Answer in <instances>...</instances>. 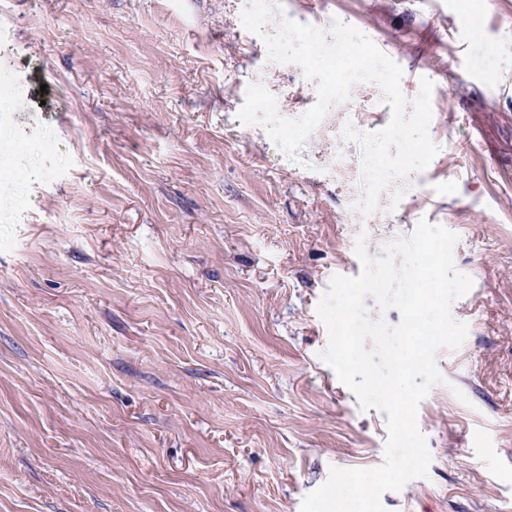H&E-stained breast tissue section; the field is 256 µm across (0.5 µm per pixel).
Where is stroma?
I'll use <instances>...</instances> for the list:
<instances>
[{"instance_id": "35a3bbf8", "label": "stroma", "mask_w": 512, "mask_h": 512, "mask_svg": "<svg viewBox=\"0 0 512 512\" xmlns=\"http://www.w3.org/2000/svg\"><path fill=\"white\" fill-rule=\"evenodd\" d=\"M246 0H0V143L54 136L43 176L0 189V512H300L331 468L384 461L386 413L325 363L317 305L355 254L420 221L458 241L468 327L420 404L427 478L387 512H512V0H279L344 17L429 79L440 151L359 221L326 161L336 128L391 111L358 83L292 160L237 118L249 84L284 117L317 100L270 70Z\"/></svg>"}]
</instances>
